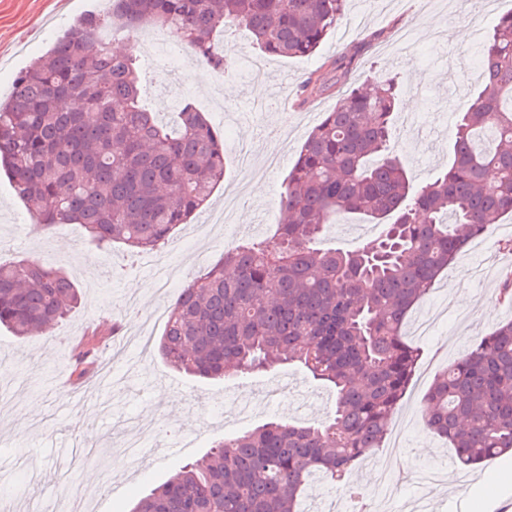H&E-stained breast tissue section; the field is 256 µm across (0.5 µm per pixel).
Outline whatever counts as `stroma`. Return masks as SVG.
<instances>
[{"instance_id":"1","label":"stroma","mask_w":512,"mask_h":512,"mask_svg":"<svg viewBox=\"0 0 512 512\" xmlns=\"http://www.w3.org/2000/svg\"><path fill=\"white\" fill-rule=\"evenodd\" d=\"M101 0H0V96H7L17 74L43 55L56 37L73 26ZM512 9V0H348L344 18L310 57L283 58L260 53L247 31L226 30L221 38L235 60V80L224 86L222 110L208 112L224 135L226 173L205 210L193 223L177 227L160 253L179 269L170 288L157 290L149 260H138L119 244L100 247L78 224L44 229L15 198L6 176H0V261L37 257L69 275L81 302L68 316L34 339L18 340L0 328V502L24 504L36 487L30 470L53 476L61 494L78 492L91 512H129L130 504L182 465L200 458L214 442L278 419L301 425L323 422L334 394L295 364L253 375L230 376L202 383L174 370L157 347L148 352L120 349L122 337L149 331L160 337L165 314L185 282L224 257L225 235L235 244L274 233L283 216L277 205L282 184L302 143L336 105L339 92L370 79L396 77L401 94L395 145L413 183L436 176L450 161L453 108L480 84L476 51L497 17ZM466 41L454 39L457 29ZM116 41L134 52L141 70L145 107L167 122L176 109L169 93L182 81L198 106L213 89L195 55L181 50L171 58L169 45L144 52L124 34ZM351 59L349 69L337 62ZM264 70L265 92L255 96L244 77L252 65ZM322 72L329 88L304 95L302 85ZM241 188L231 226L209 224L222 208L229 189ZM512 216L503 217L487 237L475 240L439 276L426 300L407 319L405 335L422 350L414 379L391 426L400 429L397 450H376L353 475L360 487L374 491L377 512H409L420 495L416 471L435 470L442 487L430 499V512H512V487L500 474L512 468L507 454L474 468L457 466L446 440L424 427L419 407L436 375L461 357L470 344L512 319V307L500 304L503 276L512 273ZM120 323L121 336L102 343L113 353L110 364L126 376L123 389L111 379L91 382L93 397L81 401L61 386L73 373V347L90 329ZM289 379L297 388L288 396L266 398L265 389ZM253 395L251 412L241 421L225 422V405ZM41 407L30 412L29 397ZM194 427L188 446L175 454L131 458L121 441L132 421L165 425L170 420ZM95 440H87L86 430ZM121 492H113V484Z\"/></svg>"}]
</instances>
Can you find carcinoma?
Listing matches in <instances>:
<instances>
[{"label": "carcinoma", "instance_id": "1", "mask_svg": "<svg viewBox=\"0 0 512 512\" xmlns=\"http://www.w3.org/2000/svg\"><path fill=\"white\" fill-rule=\"evenodd\" d=\"M82 16L0 100V171L43 227L80 224L100 246L165 243L224 178V140L184 95L175 129L141 100L136 58L104 33L159 29L211 71L232 62L218 34L243 27L256 48L309 57L346 0H111ZM482 84L456 112L451 166L412 184L391 146L399 85H359L302 145L279 193L276 233L246 242L189 281L167 314L161 356L210 380L297 363L332 386L317 426L266 422L181 466L130 512H300L307 479L349 485L382 447L420 349L409 314L461 249L512 213V11L480 50ZM350 213L386 225L352 250L321 249ZM64 273L0 263V325L31 339L78 303ZM426 429L472 466L512 450V321L476 340L431 385Z\"/></svg>", "mask_w": 512, "mask_h": 512}]
</instances>
